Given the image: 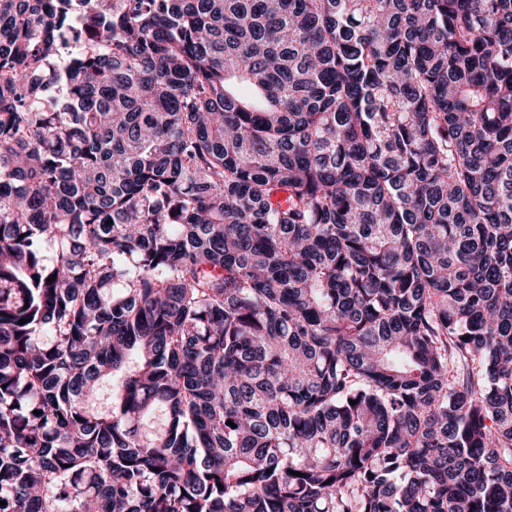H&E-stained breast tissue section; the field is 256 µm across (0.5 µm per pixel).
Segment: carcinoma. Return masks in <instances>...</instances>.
<instances>
[{
    "label": "carcinoma",
    "mask_w": 512,
    "mask_h": 512,
    "mask_svg": "<svg viewBox=\"0 0 512 512\" xmlns=\"http://www.w3.org/2000/svg\"><path fill=\"white\" fill-rule=\"evenodd\" d=\"M0 512H512V0H0Z\"/></svg>",
    "instance_id": "obj_1"
}]
</instances>
